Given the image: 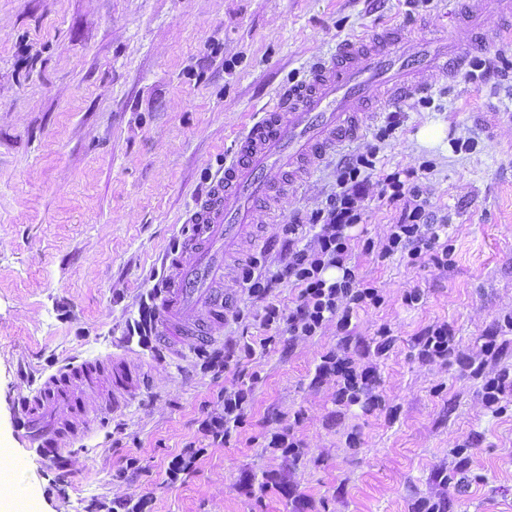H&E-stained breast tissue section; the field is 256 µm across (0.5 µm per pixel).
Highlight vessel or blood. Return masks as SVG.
<instances>
[{
  "label": "vessel or blood",
  "instance_id": "obj_1",
  "mask_svg": "<svg viewBox=\"0 0 512 512\" xmlns=\"http://www.w3.org/2000/svg\"><path fill=\"white\" fill-rule=\"evenodd\" d=\"M490 8L502 17L495 32L482 22ZM455 23L468 30L466 44L450 34L424 37L414 55L407 54V39L397 28L345 39L275 106L255 115L166 252L163 273L140 310L142 341L173 354L189 340L210 347L239 307V297L225 292L222 282L236 275L238 257L259 242L252 214L269 210L277 187L313 173L327 155L365 133L378 113L373 86H383L393 102L428 94L421 72L459 76L472 58L511 37L512 0H455ZM146 383L124 350L68 362L16 400L13 437L33 458L55 462L93 432L99 411L126 406ZM96 390L102 393L98 411L85 401Z\"/></svg>",
  "mask_w": 512,
  "mask_h": 512
}]
</instances>
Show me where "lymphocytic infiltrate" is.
Returning a JSON list of instances; mask_svg holds the SVG:
<instances>
[{
  "label": "lymphocytic infiltrate",
  "mask_w": 512,
  "mask_h": 512,
  "mask_svg": "<svg viewBox=\"0 0 512 512\" xmlns=\"http://www.w3.org/2000/svg\"><path fill=\"white\" fill-rule=\"evenodd\" d=\"M372 166V160L364 155L349 159L344 164L339 176L340 190L330 198L325 222L316 234V250L289 246L287 258L272 279L266 282L253 272L245 273L249 294L258 298L267 297L276 283H288L299 290L297 303L290 312L284 313L276 305H267L264 325L286 323L292 336L315 335L324 322L332 319L344 329L348 327L355 308L376 300V289L360 285L354 269L347 265L350 237L346 233L347 228L360 221L356 206L361 187L358 177L362 169ZM440 230V225L435 224L424 205H414L393 226L382 253L388 256L406 247L411 255H418L421 247L438 241ZM331 268L342 270L341 279L333 282L326 279L325 273ZM318 369L336 372L343 381L337 391L338 397L352 403L358 402L360 394L367 392L371 382L368 373L357 372L350 358L335 354L325 355ZM248 397V391L241 388L225 392L223 413L204 420L201 425L205 434L218 442L228 441L232 431L243 421Z\"/></svg>",
  "instance_id": "1"
}]
</instances>
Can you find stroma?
I'll return each mask as SVG.
<instances>
[{
  "instance_id": "obj_1",
  "label": "stroma",
  "mask_w": 512,
  "mask_h": 512,
  "mask_svg": "<svg viewBox=\"0 0 512 512\" xmlns=\"http://www.w3.org/2000/svg\"><path fill=\"white\" fill-rule=\"evenodd\" d=\"M452 2L0 0V449L22 474L0 482V512L28 501L87 512L145 494L150 512H302L303 496L313 512H512V401L483 400L488 381L512 374V39L464 76H428L427 96L383 103L360 139L260 219L279 241L299 215L301 242L313 244L341 161L372 155L349 264L379 300L348 330L330 320L292 337L264 326L266 304L289 310L297 289L263 300L231 278L224 288L241 302L222 342L254 345V356L224 370L189 345L178 359L139 350L148 392L68 449L64 470L25 460L12 438L31 379L139 349L132 324L159 257L254 113L343 39L385 25L412 37L426 24L466 42ZM392 111L401 122L390 131ZM415 202L446 234L417 259L404 249L380 258ZM444 324L453 354L423 357L421 333ZM488 341L497 357L483 353ZM330 351L374 368L373 404L337 402L336 376L317 372ZM240 387L252 390L243 423L213 441L200 424L222 413L223 389ZM284 432L294 450L271 447ZM189 447L200 458L169 482V461ZM132 458L133 481L123 474Z\"/></svg>"
}]
</instances>
